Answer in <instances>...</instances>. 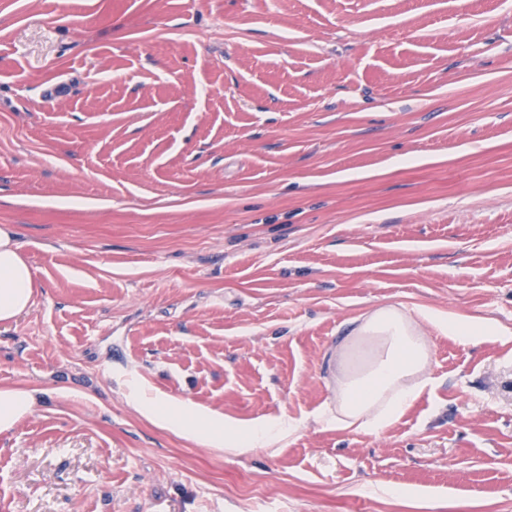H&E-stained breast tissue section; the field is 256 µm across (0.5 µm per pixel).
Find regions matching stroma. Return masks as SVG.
<instances>
[{
  "mask_svg": "<svg viewBox=\"0 0 512 512\" xmlns=\"http://www.w3.org/2000/svg\"><path fill=\"white\" fill-rule=\"evenodd\" d=\"M0 512H512V0H0ZM400 303L435 386L323 422L346 322ZM225 422L153 423L127 384ZM11 224L0 225V323L11 324L33 304L34 279ZM135 407L156 422L172 427L186 436L196 437L204 431L209 443L217 448L245 450L262 447L278 437L288 428V421L276 426L255 422L246 430L224 425V419L207 416L199 409L154 393L147 395L135 385L130 393ZM36 389L0 388V434L9 433L40 401Z\"/></svg>",
  "mask_w": 512,
  "mask_h": 512,
  "instance_id": "obj_1",
  "label": "stroma"
}]
</instances>
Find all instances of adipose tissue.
<instances>
[{
	"instance_id": "ef3b65f1",
	"label": "adipose tissue",
	"mask_w": 512,
	"mask_h": 512,
	"mask_svg": "<svg viewBox=\"0 0 512 512\" xmlns=\"http://www.w3.org/2000/svg\"><path fill=\"white\" fill-rule=\"evenodd\" d=\"M34 279L11 225H0V323L16 321L33 304ZM461 341L485 335L481 320H463L412 313L403 305H382L350 322L344 344L365 350L369 363L364 371L344 372L336 385V412L332 424L342 430L377 434L398 421L435 381L428 376L431 357L426 327ZM135 407L156 422L187 436L206 433L217 448L245 450L268 444L288 427L262 422L241 430L223 419L161 394H146L133 387ZM40 401L35 389L0 388V434L14 430Z\"/></svg>"
}]
</instances>
